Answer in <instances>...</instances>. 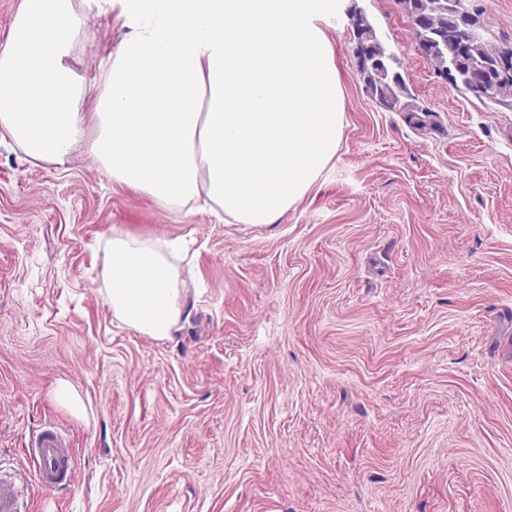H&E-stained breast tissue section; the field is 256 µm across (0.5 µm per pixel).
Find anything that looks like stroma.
Here are the masks:
<instances>
[{
    "label": "stroma",
    "instance_id": "stroma-1",
    "mask_svg": "<svg viewBox=\"0 0 512 512\" xmlns=\"http://www.w3.org/2000/svg\"><path fill=\"white\" fill-rule=\"evenodd\" d=\"M352 1L320 19L341 138L278 223L166 212L0 136V456L26 466L50 420L81 464L29 512H512V110L438 77L396 0H356L433 116L381 111L351 62ZM90 7L91 84L126 30ZM116 225L192 241L172 338L100 296Z\"/></svg>",
    "mask_w": 512,
    "mask_h": 512
}]
</instances>
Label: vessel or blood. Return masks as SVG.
<instances>
[{
    "instance_id": "1",
    "label": "vessel or blood",
    "mask_w": 512,
    "mask_h": 512,
    "mask_svg": "<svg viewBox=\"0 0 512 512\" xmlns=\"http://www.w3.org/2000/svg\"><path fill=\"white\" fill-rule=\"evenodd\" d=\"M24 454L30 470L0 463V512H26L34 492L71 488L78 460L63 432L46 422L30 437Z\"/></svg>"
}]
</instances>
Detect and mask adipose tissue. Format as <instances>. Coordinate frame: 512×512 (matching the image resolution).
Instances as JSON below:
<instances>
[{
    "mask_svg": "<svg viewBox=\"0 0 512 512\" xmlns=\"http://www.w3.org/2000/svg\"><path fill=\"white\" fill-rule=\"evenodd\" d=\"M128 32L89 87L87 0H18L0 42V134L25 161L93 162L175 212L274 224L336 153L343 98L320 0H119ZM101 298L162 340L187 308L181 239L113 228Z\"/></svg>",
    "mask_w": 512,
    "mask_h": 512,
    "instance_id": "obj_1",
    "label": "adipose tissue"
}]
</instances>
